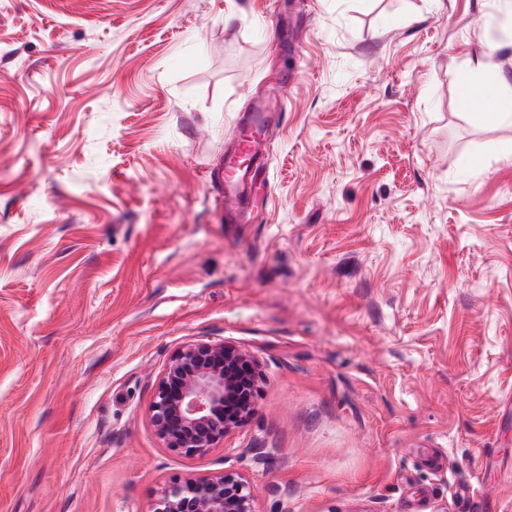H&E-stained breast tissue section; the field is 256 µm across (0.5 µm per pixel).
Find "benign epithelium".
<instances>
[{
	"label": "benign epithelium",
	"mask_w": 512,
	"mask_h": 512,
	"mask_svg": "<svg viewBox=\"0 0 512 512\" xmlns=\"http://www.w3.org/2000/svg\"><path fill=\"white\" fill-rule=\"evenodd\" d=\"M263 363L228 341L199 339L170 355L158 380L149 420L166 448L205 455L254 411ZM150 512H254L241 474L187 476L165 483Z\"/></svg>",
	"instance_id": "7a95c632"
}]
</instances>
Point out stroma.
Masks as SVG:
<instances>
[{
  "mask_svg": "<svg viewBox=\"0 0 512 512\" xmlns=\"http://www.w3.org/2000/svg\"><path fill=\"white\" fill-rule=\"evenodd\" d=\"M486 49L512 83V0H0V512L224 470L254 512H459V475L512 512V124L456 80ZM259 100L229 224L204 172ZM196 339L265 381L189 457L147 411Z\"/></svg>",
  "mask_w": 512,
  "mask_h": 512,
  "instance_id": "stroma-1",
  "label": "stroma"
}]
</instances>
